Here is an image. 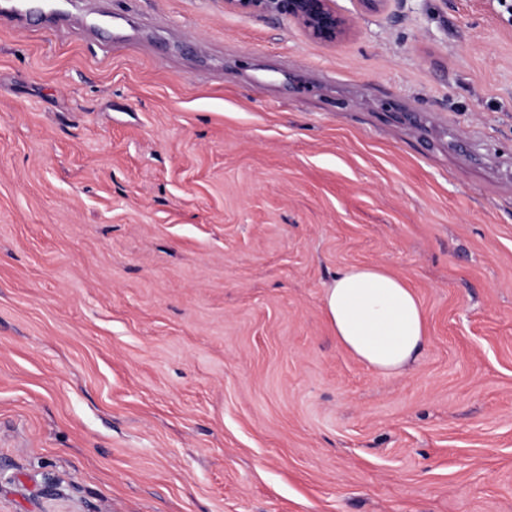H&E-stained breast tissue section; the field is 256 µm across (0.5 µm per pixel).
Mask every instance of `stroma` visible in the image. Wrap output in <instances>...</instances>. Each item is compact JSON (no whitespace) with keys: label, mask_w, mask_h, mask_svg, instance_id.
<instances>
[{"label":"stroma","mask_w":512,"mask_h":512,"mask_svg":"<svg viewBox=\"0 0 512 512\" xmlns=\"http://www.w3.org/2000/svg\"><path fill=\"white\" fill-rule=\"evenodd\" d=\"M335 4L0 26V512H512V15ZM353 265L403 374L336 341ZM231 9L244 13H274L296 22L310 38L327 44L344 39L354 18L338 10L334 0H225ZM336 341L377 374H399L428 342L424 309L413 291L383 269L352 266L323 297Z\"/></svg>","instance_id":"stroma-1"}]
</instances>
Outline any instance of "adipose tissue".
I'll return each mask as SVG.
<instances>
[{
  "instance_id": "1",
  "label": "adipose tissue",
  "mask_w": 512,
  "mask_h": 512,
  "mask_svg": "<svg viewBox=\"0 0 512 512\" xmlns=\"http://www.w3.org/2000/svg\"><path fill=\"white\" fill-rule=\"evenodd\" d=\"M323 307L338 344L377 374L401 373L427 345L420 301L383 269L341 271L327 288Z\"/></svg>"
}]
</instances>
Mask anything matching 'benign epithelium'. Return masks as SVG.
Returning <instances> with one entry per match:
<instances>
[{
    "instance_id": "obj_1",
    "label": "benign epithelium",
    "mask_w": 512,
    "mask_h": 512,
    "mask_svg": "<svg viewBox=\"0 0 512 512\" xmlns=\"http://www.w3.org/2000/svg\"><path fill=\"white\" fill-rule=\"evenodd\" d=\"M361 14L385 11L392 0H355ZM244 13H274L296 22L310 38L327 44L344 39L354 27V17L338 10L334 0H225Z\"/></svg>"
}]
</instances>
